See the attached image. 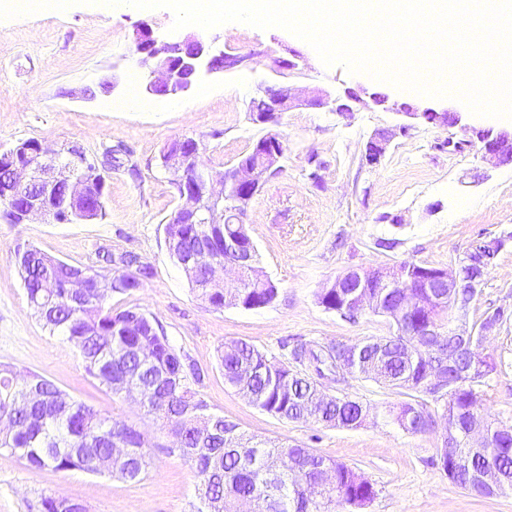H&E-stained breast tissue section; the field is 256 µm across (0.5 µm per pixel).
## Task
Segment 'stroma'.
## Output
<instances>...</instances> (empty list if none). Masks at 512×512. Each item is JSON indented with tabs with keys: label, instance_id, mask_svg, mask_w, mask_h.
<instances>
[{
	"label": "stroma",
	"instance_id": "35a3bbf8",
	"mask_svg": "<svg viewBox=\"0 0 512 512\" xmlns=\"http://www.w3.org/2000/svg\"><path fill=\"white\" fill-rule=\"evenodd\" d=\"M173 20L166 8L107 14L80 0L64 12L0 21V149L35 138L57 147L77 144L91 156L111 145L130 152L129 168L106 176L103 218L0 222V363L44 376L149 441L148 465L137 481L33 469L1 449L0 512H43L48 497L80 501L88 512H196L199 505L196 470L170 453L163 420L135 401L113 397L87 373L78 349L52 336L35 315L12 256L19 243L82 267L98 266L102 246L142 255L154 268L153 278L134 294L113 295V308L136 307L153 317L176 351L203 372L200 398L247 436L299 445L361 472L376 490L363 512H512V494L484 499L451 483L435 463L438 432L410 434L389 416V407L404 401L402 390L357 373L347 376L333 395L367 405L370 415L364 426L332 428L259 410L225 383L218 364L219 350L230 341L246 342L287 364L299 343L390 335V323L371 312L347 321L324 310L318 292L348 268L405 261L454 267L477 243L500 238L504 246L488 267L469 317L498 307L508 316L489 332L480 353L498 364L484 408L495 422L512 426V164L489 165L473 147L455 151L452 144L463 139L462 131L422 124L393 138L382 163L368 166L367 141L399 122L370 102L371 94L419 109L465 112V104L411 98L368 75L324 66L307 42L278 27L215 28L225 52L258 51L248 68L167 99L131 92L137 74L134 29L146 21L166 30ZM272 55L296 57L297 69L273 71ZM112 74L121 82L104 92L100 84ZM266 87L333 98L352 89L362 102L349 117L328 105L286 114L279 128L287 146L282 168L267 178L245 218L278 297L260 309H215L196 296L168 255L164 227L180 200L160 156L170 142L192 137L202 143L204 167L222 172L265 134V127L251 121L250 105ZM131 96L136 106H126ZM314 170L321 176L317 186L309 178Z\"/></svg>",
	"mask_w": 512,
	"mask_h": 512
}]
</instances>
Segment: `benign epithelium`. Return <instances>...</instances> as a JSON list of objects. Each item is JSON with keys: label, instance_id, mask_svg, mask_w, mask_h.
<instances>
[{"label": "benign epithelium", "instance_id": "benign-epithelium-1", "mask_svg": "<svg viewBox=\"0 0 512 512\" xmlns=\"http://www.w3.org/2000/svg\"><path fill=\"white\" fill-rule=\"evenodd\" d=\"M136 65L148 74L144 90L155 97H171L187 92L204 77L227 71L240 70L251 63L257 53L249 55L229 54L205 32L185 36L164 33L144 22L134 36ZM327 101L320 95L300 99L289 92L272 88L264 89L252 100V119L258 125L273 127L281 123L285 113L302 105L319 106ZM389 110L401 117L399 131L407 132L424 119L446 128L459 127L469 133L466 140L453 143L456 150L476 146L481 158L494 166L512 161V132L493 127L475 128L463 123V115L452 108L439 112L432 107L422 110L396 103ZM392 138L389 132L375 135L366 145L365 160L370 166L380 164ZM262 155L270 160L265 168H258L242 162L216 177L199 163V146L186 147V140L173 142L162 156L163 166L183 187L182 200L176 216L181 224H242L248 210V203L261 189L270 175L277 172L279 162L276 146L263 145ZM86 152L77 144H72L58 152L41 147L37 151L18 142L12 149L0 155V161L8 165L10 181L8 190L12 193L33 185L43 188L42 194L29 200L20 210H11L14 224H28L35 220L54 223L56 208L54 192L61 190L75 202L87 197L91 183L104 177L112 169V163L105 157L98 159L100 168L93 177L78 169V163L85 161ZM227 255L224 262L215 261L209 246L201 243L192 256V262L209 269L210 281L221 284L223 280L237 281L241 267L231 259L230 254L237 250L233 241L224 242ZM470 266L444 270L429 279L433 288H461L468 282ZM108 275L96 276L97 287L80 293V298L88 301H102L110 292Z\"/></svg>", "mask_w": 512, "mask_h": 512}]
</instances>
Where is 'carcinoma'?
<instances>
[{
    "label": "carcinoma",
    "mask_w": 512,
    "mask_h": 512,
    "mask_svg": "<svg viewBox=\"0 0 512 512\" xmlns=\"http://www.w3.org/2000/svg\"><path fill=\"white\" fill-rule=\"evenodd\" d=\"M65 207L96 219L103 216L104 200L93 192L87 200L76 205L67 202ZM202 235L211 237L210 244L221 257L225 240L232 238L239 245L245 262L236 289L211 284L205 270L185 262ZM165 243L192 290L215 309H259L278 296L276 284L261 266L247 224L168 222ZM501 246V241L489 240L476 248L471 259L481 264L480 277H485V268ZM13 256L34 312L50 333L74 343L92 377L117 398L125 396L118 380L153 384L155 394L145 400L143 408L169 423L181 447L196 449L183 458L195 465L199 476L198 512H238L242 500L252 502V512H329L328 505L336 500L359 509L374 498L373 485L356 469L297 445L249 438L236 423L209 411L195 389L203 380L200 369L175 350L153 318L138 308L114 310L106 299L77 301V289L94 287L91 268H84V277L78 279L76 266L29 244L15 246ZM122 261L130 273L116 283L115 294H132L154 275L153 266L137 252L122 254ZM434 270L417 262H403L392 269L361 268L358 275L364 287L327 286L317 294L320 306L347 320L354 319L352 304L364 292L376 294L379 304L373 313L389 319L395 328L393 335L296 348L293 360L298 370L244 342H231L218 354L225 383L261 411L280 419L356 428L368 416L369 407L346 398L330 397L323 402L318 397L320 379L337 373L340 352H350L356 373L412 392L396 411L399 425L408 433L432 430L435 420L428 403L437 405L453 428L438 453L440 467L450 481L479 497L512 492V427L490 421L482 407L486 379L497 371V363L476 349V342L502 322L504 311L469 321L475 291L461 288L453 302H448L437 289L424 285L423 278ZM385 277L400 281L411 292L414 308L406 307L401 289L381 287ZM450 304L458 307L459 321L473 344L462 346L446 336L436 341L420 335L448 320ZM139 349L150 351L148 362L138 358ZM437 363L448 369L439 391L425 381ZM30 389L36 390L39 401L26 408L22 400ZM15 410L23 411L25 426L0 432V448L32 468L82 470L86 459L67 449L94 447L107 459L112 444L119 442L131 449L130 461L117 468L107 463L111 472L129 481L140 479L145 472L149 443L140 431L75 400L37 373L0 364V415ZM314 486L319 490L313 497Z\"/></svg>",
    "instance_id": "cac0c4a2"
}]
</instances>
